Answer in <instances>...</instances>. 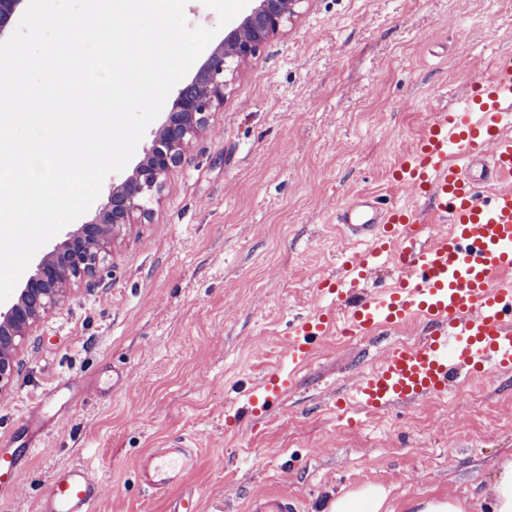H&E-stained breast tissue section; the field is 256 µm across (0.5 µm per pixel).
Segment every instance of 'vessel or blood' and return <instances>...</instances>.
Listing matches in <instances>:
<instances>
[{
	"label": "vessel or blood",
	"mask_w": 512,
	"mask_h": 512,
	"mask_svg": "<svg viewBox=\"0 0 512 512\" xmlns=\"http://www.w3.org/2000/svg\"><path fill=\"white\" fill-rule=\"evenodd\" d=\"M477 86L438 111L395 165L391 180L413 206H382L361 195L337 211L355 249L336 280L317 286L333 295V308L298 321L287 368L270 369L248 391L247 413L279 399L307 364L314 338L333 329L356 338L420 319L428 330L417 344L392 347L362 369L337 399L341 411L355 405L380 412L512 370V281L504 278L512 271V55H500ZM428 216L445 230L422 247L420 225ZM385 264L398 268V284L364 291L367 274ZM197 461L182 439L145 456L140 478L165 496ZM105 489L82 466L65 467L54 475L42 512H100ZM248 512H300V505L283 493L258 494Z\"/></svg>",
	"instance_id": "obj_1"
}]
</instances>
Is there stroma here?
Masks as SVG:
<instances>
[{"mask_svg":"<svg viewBox=\"0 0 512 512\" xmlns=\"http://www.w3.org/2000/svg\"><path fill=\"white\" fill-rule=\"evenodd\" d=\"M512 53V0H304L230 76L224 106L168 176L153 214L115 239L101 279L44 316L0 392V448L24 466L0 512H40L76 461L108 484L102 512H168L139 463L179 437L198 465V512L285 493L303 512L366 483L411 498H477L512 459V372L462 394L373 414L334 403L365 366L423 327L323 336L288 392L226 420L279 365L319 280L351 245L336 224L358 194L400 201L398 157L436 113ZM48 402L43 427L23 420Z\"/></svg>","mask_w":512,"mask_h":512,"instance_id":"35a3bbf8","label":"stroma"}]
</instances>
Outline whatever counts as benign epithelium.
Instances as JSON below:
<instances>
[{
	"instance_id": "benign-epithelium-1",
	"label": "benign epithelium",
	"mask_w": 512,
	"mask_h": 512,
	"mask_svg": "<svg viewBox=\"0 0 512 512\" xmlns=\"http://www.w3.org/2000/svg\"><path fill=\"white\" fill-rule=\"evenodd\" d=\"M26 0H0V38L11 28ZM252 7L230 29L181 84L165 120L143 158L131 173L109 187L96 218L76 224L36 264L23 287L0 303V390L23 369L20 352L40 320L59 306L81 283L91 282L125 226L150 217L169 172L184 159L189 143L224 106L226 74L254 56L264 41L280 32L298 13L304 0H251Z\"/></svg>"
}]
</instances>
